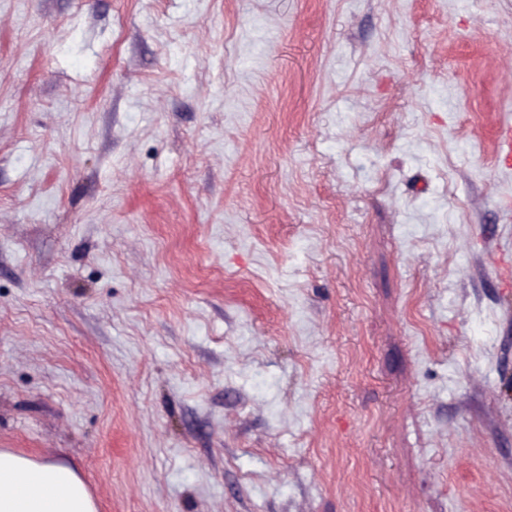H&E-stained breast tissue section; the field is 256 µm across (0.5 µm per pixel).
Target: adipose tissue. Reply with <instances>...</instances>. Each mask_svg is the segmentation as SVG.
Masks as SVG:
<instances>
[{"instance_id":"1","label":"adipose tissue","mask_w":512,"mask_h":512,"mask_svg":"<svg viewBox=\"0 0 512 512\" xmlns=\"http://www.w3.org/2000/svg\"><path fill=\"white\" fill-rule=\"evenodd\" d=\"M0 512H98L77 471L0 449Z\"/></svg>"}]
</instances>
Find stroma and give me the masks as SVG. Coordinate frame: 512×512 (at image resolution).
Masks as SVG:
<instances>
[{
	"label": "stroma",
	"instance_id": "1",
	"mask_svg": "<svg viewBox=\"0 0 512 512\" xmlns=\"http://www.w3.org/2000/svg\"><path fill=\"white\" fill-rule=\"evenodd\" d=\"M512 0H0V448L98 512H512ZM485 135L496 145L497 156L512 158V123L496 122L484 128Z\"/></svg>",
	"mask_w": 512,
	"mask_h": 512
}]
</instances>
